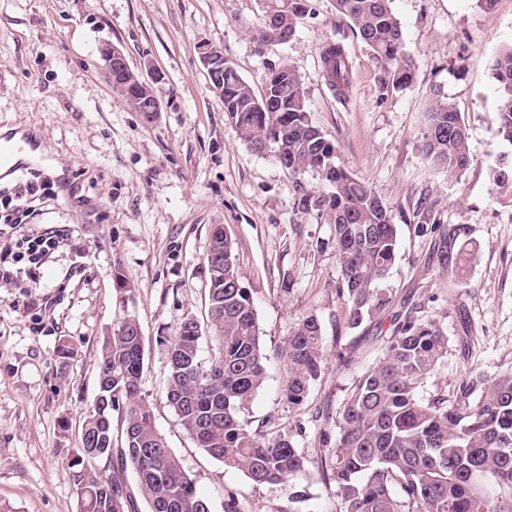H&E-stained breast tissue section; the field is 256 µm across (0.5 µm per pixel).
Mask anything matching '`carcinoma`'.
<instances>
[{
	"instance_id": "1",
	"label": "carcinoma",
	"mask_w": 512,
	"mask_h": 512,
	"mask_svg": "<svg viewBox=\"0 0 512 512\" xmlns=\"http://www.w3.org/2000/svg\"><path fill=\"white\" fill-rule=\"evenodd\" d=\"M336 10L369 48L382 94L406 88L414 77L392 0H336ZM313 13L312 0H262L252 37L271 42L296 34ZM325 80L338 96L349 85L343 47L325 46ZM497 85L496 137L511 149L489 167L495 194L512 202V43L491 60ZM224 112L249 148L266 154L282 147V168L293 182L308 172L328 192L302 198L305 209L333 225L341 271L339 294L346 323L358 329L393 303L388 275L396 258L399 225L389 207L342 165L337 146L310 120L297 73L282 63L269 69L263 95L233 68H224ZM436 171L455 176L470 164L465 120L441 92L432 93L421 145ZM207 313L185 315L168 345L166 399L186 433L212 458L257 485L285 482L304 466L288 431L269 437L243 416L264 382L266 354L250 293L236 270L231 238L211 229ZM104 337L97 395L85 413L81 447L68 462L80 512H210L180 460L155 426L141 394L144 339L126 318ZM382 358L350 387L336 413V440L321 468L336 487L340 512H512V371L478 376L453 394L420 395L448 352L436 323L397 313ZM215 342L208 361L202 340ZM288 364L285 398L299 407L321 376L322 325L303 318L284 342ZM120 426L113 428L112 414ZM131 471L135 484L126 481Z\"/></svg>"
}]
</instances>
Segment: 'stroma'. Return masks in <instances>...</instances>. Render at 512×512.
<instances>
[{"instance_id":"obj_1","label":"stroma","mask_w":512,"mask_h":512,"mask_svg":"<svg viewBox=\"0 0 512 512\" xmlns=\"http://www.w3.org/2000/svg\"><path fill=\"white\" fill-rule=\"evenodd\" d=\"M312 5L288 43L261 46L250 36L260 0H0V129L43 151L0 176V201L17 183H50L30 228L66 231L39 270L0 279V512H79L66 464L96 395L102 340L130 315L145 339L142 395L211 512L231 501L238 512H339L336 489L318 469L327 452L320 434L334 430L346 392L382 357L392 328L347 327L333 227L301 202L321 183L310 174L292 182L238 138L200 61L205 42L258 94L269 67L291 66L312 123L392 210L400 226L395 302L448 337L424 394L512 370V206L499 203L488 177L504 149L490 66L512 42V0L489 9L481 0H394L415 77L388 96L335 0ZM337 41L351 66L342 101L321 67L325 46ZM105 43L133 69L162 72L160 111H134L114 91L99 55ZM436 87L468 129L471 162L454 177L433 172L421 155ZM424 217L473 248L464 274L446 266L434 237L415 233ZM216 224L232 240L267 353L245 419L271 436L291 431L305 458L276 485L252 484L197 448L166 400L168 341L185 314L205 315ZM118 267L131 282L125 294L115 290ZM311 314L322 324L323 372L296 408L283 397L280 350ZM65 339L77 353L63 371L55 349Z\"/></svg>"}]
</instances>
